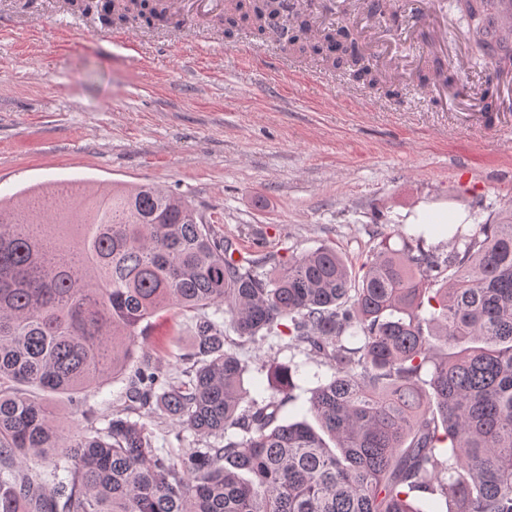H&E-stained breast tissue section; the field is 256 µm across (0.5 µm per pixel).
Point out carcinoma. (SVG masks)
<instances>
[{"mask_svg": "<svg viewBox=\"0 0 512 512\" xmlns=\"http://www.w3.org/2000/svg\"><path fill=\"white\" fill-rule=\"evenodd\" d=\"M232 4L227 36L284 18L281 0ZM475 4L482 58L496 69L512 37L499 36L495 54V0ZM79 8L105 26H180L165 0ZM285 50L381 85L342 29L314 39L303 21ZM400 239L398 249L383 236L359 279L330 243L264 273L275 256L234 257L235 243L185 200L148 184L77 204L56 192L0 201V512H422L419 492L448 512H512V209L473 233L457 225L448 252ZM174 308L195 313L192 365L167 375L146 356L125 396L217 442L177 462L128 415L65 432L26 390L84 406L125 373L149 319ZM230 332L257 346L286 335L322 359L332 375L308 407L319 429L283 423L282 404L249 396ZM265 367L294 400L291 366ZM47 457L43 470L15 467Z\"/></svg>", "mask_w": 512, "mask_h": 512, "instance_id": "cac0c4a2", "label": "carcinoma"}]
</instances>
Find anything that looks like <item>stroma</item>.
<instances>
[{"label": "stroma", "mask_w": 512, "mask_h": 512, "mask_svg": "<svg viewBox=\"0 0 512 512\" xmlns=\"http://www.w3.org/2000/svg\"><path fill=\"white\" fill-rule=\"evenodd\" d=\"M0 0V197L47 182L82 181L105 193L113 184L149 183L180 194L223 236L272 253L280 262L334 243L361 272L379 225L400 247L421 210L461 211L468 224L512 207V115L487 131L460 124L427 84L411 74L430 65L429 46L385 33L384 20H345L363 47L384 45L408 72L392 96L366 88L317 57L282 51L280 42L244 30L227 38L186 23L179 31L103 28L62 0ZM447 35L441 58L466 83L489 72L470 58L451 0H433ZM280 59L285 71L263 66ZM191 313L172 310L137 339L167 374L192 352ZM244 386L272 399L263 362L296 365L285 421L301 419L327 366L295 349H239ZM159 448L176 454L198 437L159 409L146 413Z\"/></svg>", "instance_id": "1"}]
</instances>
